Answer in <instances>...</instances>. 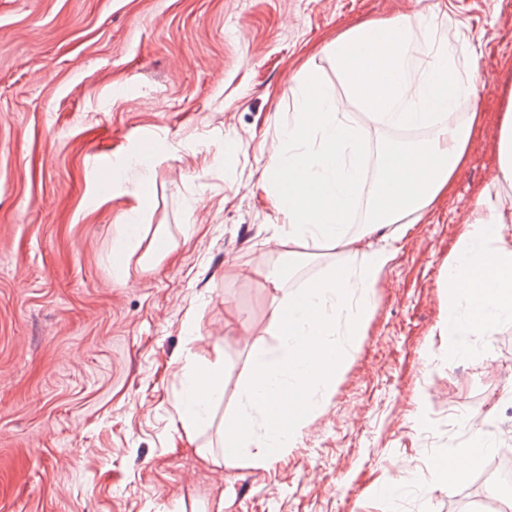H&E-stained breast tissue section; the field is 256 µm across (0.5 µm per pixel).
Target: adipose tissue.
<instances>
[{"label":"adipose tissue","instance_id":"adipose-tissue-1","mask_svg":"<svg viewBox=\"0 0 512 512\" xmlns=\"http://www.w3.org/2000/svg\"><path fill=\"white\" fill-rule=\"evenodd\" d=\"M344 93L336 95L313 68L292 87L294 110L261 153L263 189L281 215L265 248L282 249L280 267L263 271L278 291L274 311L279 343L250 353V373L235 411L219 426L223 461L244 449L263 463L287 454L321 412L344 363L337 336L355 341L387 266L392 241L450 196L479 132L481 112L461 111L477 95L470 60L456 33L436 11L372 19L337 33L324 47ZM353 104L345 111L342 101ZM389 129L420 130L421 145L383 155L363 187L364 141L356 114ZM496 192H484L449 253L443 285L450 301L469 306L465 324L445 320L440 335L452 354L462 350L461 327L489 336L500 316H512V211L501 189L512 190V90L498 117ZM139 212L119 231V266H146ZM327 245L349 253L353 266L328 270L304 288L286 289L310 250ZM224 401L220 363L191 366L175 404L187 433L209 425Z\"/></svg>","mask_w":512,"mask_h":512}]
</instances>
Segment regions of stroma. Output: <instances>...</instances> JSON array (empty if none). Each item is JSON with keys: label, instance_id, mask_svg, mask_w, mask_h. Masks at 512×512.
Segmentation results:
<instances>
[{"label": "stroma", "instance_id": "obj_1", "mask_svg": "<svg viewBox=\"0 0 512 512\" xmlns=\"http://www.w3.org/2000/svg\"><path fill=\"white\" fill-rule=\"evenodd\" d=\"M464 43L485 114L453 195L385 270L365 330L296 448L259 465L199 454L174 405L188 356L221 359L234 411L252 347L275 344V291L255 270L277 221L259 161L304 62L340 91L323 45L344 28L431 4ZM512 87V0H0V512H494L512 496L466 455V419L512 448V319L468 333L442 278L496 172ZM157 155L147 236L168 251L121 272L113 247ZM241 275L226 269L227 261ZM390 484L391 495L379 491ZM476 417L477 414H474L467 418V423L473 429L475 434V440L471 448H469L467 457L464 460L448 458V463L463 462L464 466L462 468H459L456 465L450 468L439 466L443 475L442 488L444 489L456 485L464 476L468 465L470 463L479 461L485 457L492 449L491 443L483 437L482 428L479 427V423Z\"/></svg>", "mask_w": 512, "mask_h": 512}]
</instances>
